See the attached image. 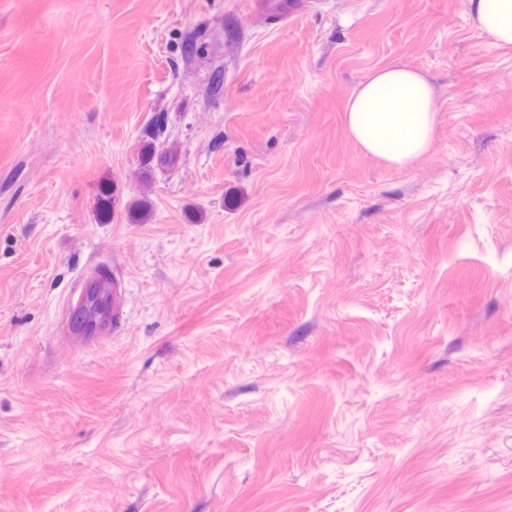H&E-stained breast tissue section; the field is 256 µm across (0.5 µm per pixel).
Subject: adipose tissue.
Returning a JSON list of instances; mask_svg holds the SVG:
<instances>
[{"instance_id":"1","label":"adipose tissue","mask_w":512,"mask_h":512,"mask_svg":"<svg viewBox=\"0 0 512 512\" xmlns=\"http://www.w3.org/2000/svg\"><path fill=\"white\" fill-rule=\"evenodd\" d=\"M478 30L502 45L512 44V0H468ZM437 106L433 87L419 71L384 66L352 91L348 128L369 154L404 165L429 146Z\"/></svg>"}]
</instances>
